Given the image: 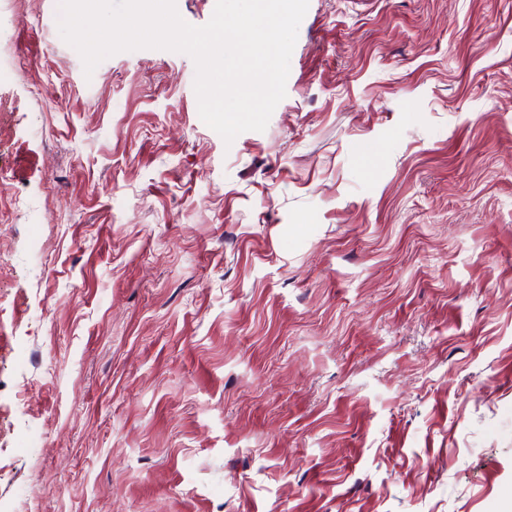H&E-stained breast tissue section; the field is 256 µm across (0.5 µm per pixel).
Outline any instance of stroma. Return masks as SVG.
<instances>
[{
  "instance_id": "1",
  "label": "stroma",
  "mask_w": 512,
  "mask_h": 512,
  "mask_svg": "<svg viewBox=\"0 0 512 512\" xmlns=\"http://www.w3.org/2000/svg\"><path fill=\"white\" fill-rule=\"evenodd\" d=\"M0 51L13 512H506L512 0H309L232 145L183 53ZM38 247H30V235Z\"/></svg>"
}]
</instances>
